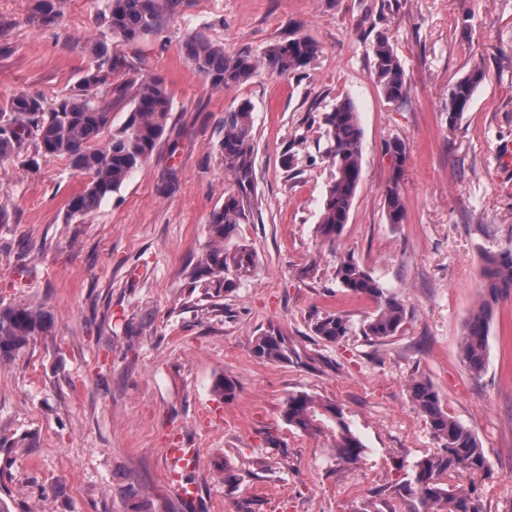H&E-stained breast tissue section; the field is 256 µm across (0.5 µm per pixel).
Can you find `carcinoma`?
Returning <instances> with one entry per match:
<instances>
[{
	"instance_id": "cac0c4a2",
	"label": "carcinoma",
	"mask_w": 512,
	"mask_h": 512,
	"mask_svg": "<svg viewBox=\"0 0 512 512\" xmlns=\"http://www.w3.org/2000/svg\"><path fill=\"white\" fill-rule=\"evenodd\" d=\"M177 0H109L100 17L101 37L91 41L94 58L91 67L72 89V93L53 102L40 95L18 93L0 103V162L12 159L27 140L36 142L44 156L66 159L69 167L87 177L81 192L68 204L69 218L94 213L101 203L149 159L161 141L169 122L172 100L164 82L155 76L126 78L112 82L117 73H129L130 64L122 55L112 53L107 39L137 46L161 29L165 12ZM60 0H35L32 23L53 24L59 15ZM194 70L215 89L248 81L259 65L280 76L307 67L316 57V43L306 37H294L269 45L258 60L248 53H229L224 46L202 32L187 35L181 45ZM374 77L388 101L407 97L409 84L403 66L388 37L379 36L372 45ZM483 79L473 69L448 88V120L455 123L471 104L475 89ZM129 105L124 122L112 124V106ZM327 147L326 158L334 168L333 178L323 202L316 235L330 247L336 245L350 218L360 187L362 139L357 112L351 102H336L322 118ZM224 136L219 156L224 163L228 187L224 204L209 220L212 245L200 263L208 277L206 288L229 291L250 272L255 254L245 244H231L237 226L245 224L254 205V136L252 112L243 103L224 113ZM386 153L395 160L390 177L381 190L387 222L404 223L406 207L402 193L407 160L406 144L394 138L385 144ZM480 276L485 286L481 308L467 324L461 355L469 371L481 374L489 352V325L494 305L512 295V247L483 257ZM336 279L347 290L367 297L376 304L375 312L362 332L376 340L387 339L401 331L407 309L395 294L377 282L351 255L341 260ZM350 320L340 313L315 318L312 331L321 340L335 344L351 332ZM48 331L44 312L31 305L0 308V359H7L26 348L37 336ZM253 352L262 360L287 362L296 355L288 337L270 328L255 337ZM416 408L426 417L434 436L442 442L440 451L420 459L407 479L396 485L393 497L404 500L406 512H483L476 487L451 483L460 473L487 474L484 449L466 425L444 411L432 383L416 379L410 386ZM283 421L303 432L329 431L335 439L336 459L355 464L364 453V445L351 430L342 410L320 398L297 392L288 396L281 410Z\"/></svg>"
}]
</instances>
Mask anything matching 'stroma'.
Instances as JSON below:
<instances>
[{"label":"stroma","instance_id":"stroma-1","mask_svg":"<svg viewBox=\"0 0 512 512\" xmlns=\"http://www.w3.org/2000/svg\"><path fill=\"white\" fill-rule=\"evenodd\" d=\"M34 0H0V102L20 92L69 95L92 63L87 40L108 0H61L55 25L31 23ZM200 31L230 53L262 57L296 36L319 51L299 72L258 68L245 83L211 88L181 49ZM386 35L410 90L387 101L371 45ZM172 99L166 132L146 163L84 218L69 199L86 182L46 156L28 171L0 164V308L44 309L48 331L0 361V498L11 512H360L385 498L439 441L412 403L429 380L448 414L477 435L491 477L463 475L483 512H512V297L495 307L481 375L461 357L482 293L484 253L512 247V0H181L140 47L113 41ZM481 67L470 108L448 121V89ZM350 100L363 130V180L336 248L315 233L332 179L319 121ZM252 107L255 206L235 242L255 266L218 293L193 279L224 202L218 154L227 111ZM403 139L404 223H388L381 188ZM295 143L297 172L281 154ZM353 255L407 308L397 336L368 339L374 303L341 288L336 266ZM340 313L353 330L337 344L311 330ZM295 358L255 357L269 328ZM236 386L233 398L216 381ZM307 392L335 402L365 451L339 464L331 435L281 418ZM197 451L183 498L165 450ZM234 482H225V474Z\"/></svg>","mask_w":512,"mask_h":512}]
</instances>
